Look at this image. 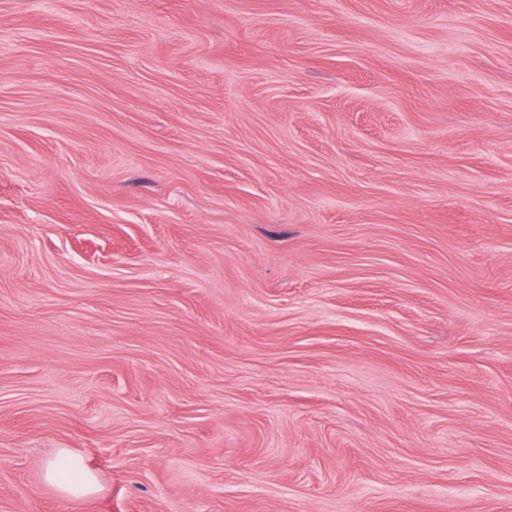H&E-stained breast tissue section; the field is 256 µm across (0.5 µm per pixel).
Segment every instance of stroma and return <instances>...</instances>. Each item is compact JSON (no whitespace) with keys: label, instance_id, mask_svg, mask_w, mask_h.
Returning a JSON list of instances; mask_svg holds the SVG:
<instances>
[{"label":"stroma","instance_id":"obj_1","mask_svg":"<svg viewBox=\"0 0 512 512\" xmlns=\"http://www.w3.org/2000/svg\"><path fill=\"white\" fill-rule=\"evenodd\" d=\"M0 512H512V0H0ZM44 476L66 497L80 499L97 490V479L93 472L65 451L47 462Z\"/></svg>","mask_w":512,"mask_h":512}]
</instances>
